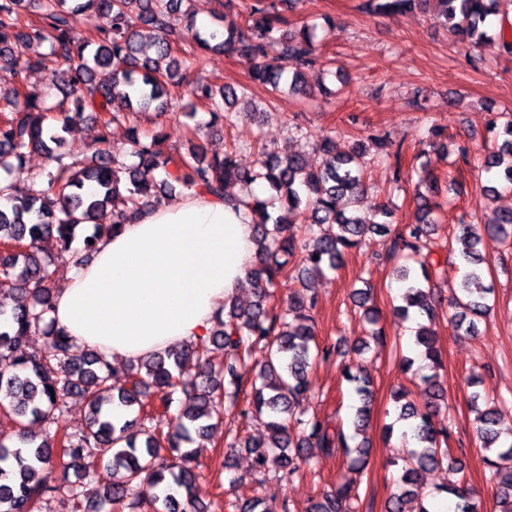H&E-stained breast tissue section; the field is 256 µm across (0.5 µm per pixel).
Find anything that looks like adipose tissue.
Segmentation results:
<instances>
[{
	"label": "adipose tissue",
	"instance_id": "obj_1",
	"mask_svg": "<svg viewBox=\"0 0 512 512\" xmlns=\"http://www.w3.org/2000/svg\"><path fill=\"white\" fill-rule=\"evenodd\" d=\"M253 228L232 204L185 192L104 236L54 292L57 326L79 349L135 361L210 335L221 301L255 262Z\"/></svg>",
	"mask_w": 512,
	"mask_h": 512
}]
</instances>
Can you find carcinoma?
<instances>
[{"instance_id": "cac0c4a2", "label": "carcinoma", "mask_w": 512, "mask_h": 512, "mask_svg": "<svg viewBox=\"0 0 512 512\" xmlns=\"http://www.w3.org/2000/svg\"><path fill=\"white\" fill-rule=\"evenodd\" d=\"M183 2L0 0V63L21 73L47 68L52 57L64 65L53 74L60 75L66 88L54 104L18 88L0 91V174H5L0 197L7 201L0 208V418L11 427L0 431V512H37L43 501L64 488L74 512H142L147 503L154 512H188L203 466L196 437L214 430L218 408L237 406L245 389L249 401L242 414L267 415V434L226 443L225 457L244 448L253 455L254 472L273 470L282 480L302 476L316 451L341 455L351 472L360 473L367 466L373 394L371 380L361 368L352 362L342 367V377L360 402L352 435L338 421L306 419L295 409L310 390L314 363L328 354L316 339L310 275L339 268L345 253L359 247L368 234L388 233L392 211L375 205L370 218L358 215L367 199L365 174L371 160L357 147L336 154L328 135L313 142L326 155V163L312 169L299 153L284 154L265 146L251 160L246 149L236 146L210 156L207 133L197 128L183 151L166 150L158 133L142 134L132 124L135 115L175 112L185 95L208 110L206 129L211 130L233 123L238 116L233 108L247 104L255 90L271 97L285 87L305 94L304 70L319 64L331 69V62L321 63L315 53L316 26L291 28L279 15L278 4L286 0H253L244 13L232 18L213 16L205 31L196 27L195 15L189 13L188 30L196 50L180 55L169 18ZM423 2L368 0L367 7L378 15L403 14ZM434 2L437 17L456 40L512 53V42L490 26L491 18L505 17V0ZM31 7L38 18L22 20V12ZM46 43L51 46L49 55L42 52ZM212 53L256 60L249 82L237 87L184 84L183 71L203 66ZM97 68L108 69L111 75L99 80ZM87 110L96 114L102 135L96 146L85 150L83 159L68 162L58 151L64 142L60 132L84 121ZM120 122L131 123L127 151L112 148L108 141L107 130ZM490 130L502 142L485 154L481 169L499 170L511 188L512 120L500 124L494 118ZM32 151L45 155L50 167L18 185L12 176L25 168ZM129 156L136 162L127 163ZM229 182L246 187L260 183L270 189L269 195L252 193L244 202L258 249L250 272L256 290L253 304L242 308L230 302L207 339L150 355L127 369L97 352L76 349L71 336L55 327L49 318L54 292L50 267L57 262H87L73 250L82 225L96 224L95 233L83 239L82 252L93 253L103 233L144 209L164 204L173 184L222 197ZM416 201V223L398 234L391 254L406 261L398 278L403 304L397 311L404 319L418 318L413 345L430 373L413 369L410 357L402 360L403 371L421 380L429 401L416 404L402 387L392 393L398 419L412 421V447L402 458L400 490L387 499L384 512H408L407 496L421 471L444 463L453 474L464 471L462 460L448 448V403L438 384L442 352L426 325L433 317L431 281L439 268L432 246L438 218L428 197L419 194ZM109 212L111 223H96ZM484 236L511 240L512 211H499L480 225L460 222L458 257L466 272L453 300L458 325L469 336L475 335L477 321L490 309L492 288L484 275L488 261L480 248ZM49 238L55 240L56 252L44 260L39 244ZM282 279L297 282L298 288L289 293L285 306L271 308ZM353 300L369 323L378 324L370 290H355ZM33 336L43 337V342L30 349ZM250 342L268 348V360L259 368L248 362ZM213 349L224 353L218 368L210 359ZM480 383L476 375L468 380L471 403L483 405L476 444L496 486L499 512H512V440L502 439L500 410L478 390ZM179 391L187 404L171 419L167 445L161 446L150 426L153 413L169 412ZM73 394L82 396L90 408L85 426L77 430L63 421L66 398ZM115 402L137 415L124 421L112 418ZM35 421L46 425L44 434L29 431V423ZM75 465L86 472L102 470L112 478L101 499L82 498L69 479ZM172 485L179 494L169 492ZM355 491L354 480H338L306 512H350ZM443 492L459 498L455 512H480V502L461 493L458 483L449 482ZM231 507L236 512H288L287 502L275 494L267 501L239 498Z\"/></svg>"}]
</instances>
